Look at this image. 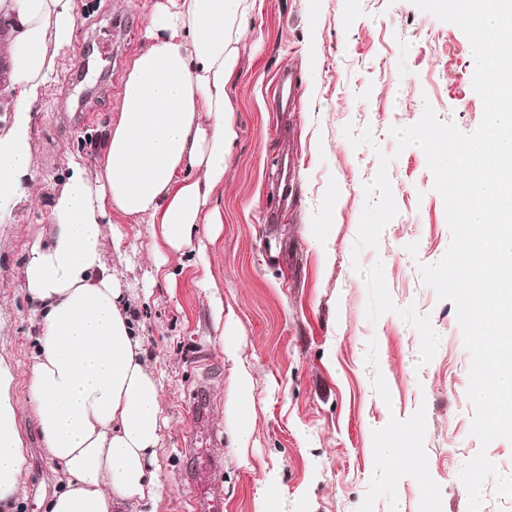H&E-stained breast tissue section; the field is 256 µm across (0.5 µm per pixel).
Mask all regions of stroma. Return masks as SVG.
<instances>
[{"mask_svg": "<svg viewBox=\"0 0 512 512\" xmlns=\"http://www.w3.org/2000/svg\"><path fill=\"white\" fill-rule=\"evenodd\" d=\"M153 0H74L70 49L56 64L32 115L36 181L29 198L0 209V356L13 364L25 400L36 334L20 269L26 246L49 228L66 157L95 165L119 112L130 65L144 42ZM233 89L237 140L224 176V224L215 240L198 231L172 254L135 318L162 380L166 424L156 450L162 493L153 512H188L194 489L184 454L189 437L219 468L221 512H254L266 473L278 470L288 512H467L459 478L479 450L467 397L470 355L452 302L438 300L420 267L439 261L451 234L423 151H397L391 127L432 106L463 132L481 122L472 81V46L457 26L410 0H262ZM291 70L300 96L280 134L278 79ZM68 80V102L56 96ZM93 109L81 121L72 107ZM371 128L373 145L343 134ZM391 155L388 174L398 214L378 249L354 252L364 186ZM122 252L106 263L130 283L154 269L151 228L126 225ZM206 262H199V254ZM382 262L397 307L428 317L440 337L418 365L420 337L398 315L366 316L368 290L358 267ZM212 280L235 320V343L255 380L254 433L247 461L230 448V377L211 322ZM421 425L414 445L422 468L391 471L382 452L391 428ZM28 439L23 490L12 512H43L58 491L57 467L36 422L21 409ZM433 483L436 496L425 485Z\"/></svg>", "mask_w": 512, "mask_h": 512, "instance_id": "1", "label": "stroma"}]
</instances>
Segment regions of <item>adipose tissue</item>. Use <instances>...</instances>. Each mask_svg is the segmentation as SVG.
I'll use <instances>...</instances> for the list:
<instances>
[{
	"label": "adipose tissue",
	"instance_id": "ef3b65f1",
	"mask_svg": "<svg viewBox=\"0 0 512 512\" xmlns=\"http://www.w3.org/2000/svg\"><path fill=\"white\" fill-rule=\"evenodd\" d=\"M258 0H155L145 42L123 84L121 110L101 161L67 158L47 236L28 246L22 288L33 303L28 406L59 490L44 512H134L155 503L153 459L162 439V386L145 357L131 309L134 288L104 261L121 249L123 222L152 228L156 268L222 221L224 174L237 138L232 87ZM0 206L35 181L30 114L76 26L74 0H0ZM227 412L232 445L253 434L254 378L236 346ZM16 375L0 358V512L21 493L26 444Z\"/></svg>",
	"mask_w": 512,
	"mask_h": 512
}]
</instances>
